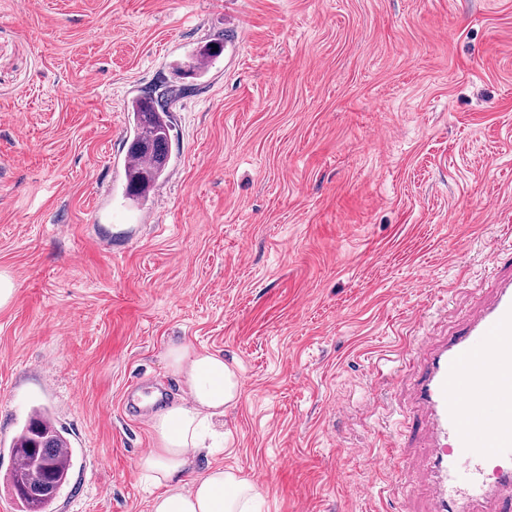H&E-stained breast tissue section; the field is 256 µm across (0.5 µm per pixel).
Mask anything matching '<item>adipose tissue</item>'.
Instances as JSON below:
<instances>
[{
	"instance_id": "ef3b65f1",
	"label": "adipose tissue",
	"mask_w": 512,
	"mask_h": 512,
	"mask_svg": "<svg viewBox=\"0 0 512 512\" xmlns=\"http://www.w3.org/2000/svg\"><path fill=\"white\" fill-rule=\"evenodd\" d=\"M165 360L181 376L188 398L151 417L155 446L137 463L140 481L154 491L151 512H250L257 497L251 482L220 465L196 469L200 457L223 451L217 428L240 394L235 368L222 352L183 340L168 344Z\"/></svg>"
}]
</instances>
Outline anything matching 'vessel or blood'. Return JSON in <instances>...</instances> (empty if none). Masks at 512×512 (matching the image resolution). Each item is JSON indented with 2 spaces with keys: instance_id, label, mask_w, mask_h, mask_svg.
<instances>
[{
  "instance_id": "1",
  "label": "vessel or blood",
  "mask_w": 512,
  "mask_h": 512,
  "mask_svg": "<svg viewBox=\"0 0 512 512\" xmlns=\"http://www.w3.org/2000/svg\"><path fill=\"white\" fill-rule=\"evenodd\" d=\"M418 358L410 399L430 436L429 512H512V274Z\"/></svg>"
}]
</instances>
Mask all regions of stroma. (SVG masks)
Instances as JSON below:
<instances>
[{
    "mask_svg": "<svg viewBox=\"0 0 512 512\" xmlns=\"http://www.w3.org/2000/svg\"><path fill=\"white\" fill-rule=\"evenodd\" d=\"M152 199L127 105L195 49ZM512 0H0V474L47 406L75 452L53 512H149L122 397L184 386L169 340L240 380L218 462L258 512H426L385 466L416 350L512 272Z\"/></svg>",
    "mask_w": 512,
    "mask_h": 512,
    "instance_id": "obj_1",
    "label": "stroma"
}]
</instances>
